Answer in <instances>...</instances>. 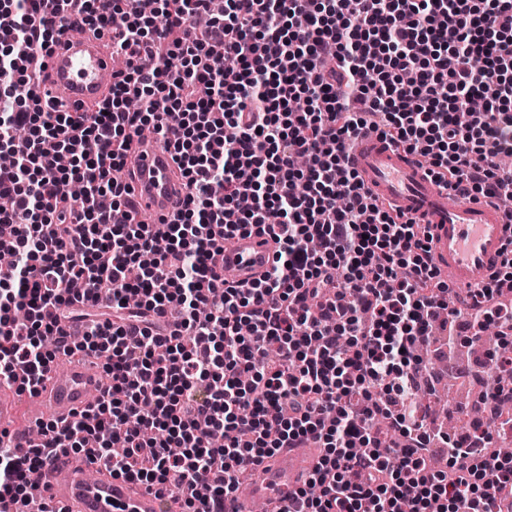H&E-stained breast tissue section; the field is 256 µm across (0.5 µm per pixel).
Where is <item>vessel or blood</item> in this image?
Wrapping results in <instances>:
<instances>
[{"mask_svg": "<svg viewBox=\"0 0 512 512\" xmlns=\"http://www.w3.org/2000/svg\"><path fill=\"white\" fill-rule=\"evenodd\" d=\"M47 84L61 109L90 112L112 84V50L106 38L69 36L47 58ZM366 189L392 203L405 217L428 225L431 257L461 291L484 287L498 268L512 237V208L484 198H449L417 155L394 147L377 134L360 137L350 161ZM124 181L139 221L158 231L183 195L182 181L165 139H141L124 168ZM277 249L268 236L240 235L224 247V282L261 279ZM98 376L82 364L50 370L34 395V425L65 424L85 409ZM319 455L314 444L290 448L265 459L252 472L250 498L225 503L226 512H250V501L279 504L304 485ZM37 501L0 502V512H37L39 503L55 512H164L166 504L138 483L98 468L90 454H57L41 470Z\"/></svg>", "mask_w": 512, "mask_h": 512, "instance_id": "vessel-or-blood-1", "label": "vessel or blood"}]
</instances>
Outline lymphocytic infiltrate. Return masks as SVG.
I'll return each instance as SVG.
<instances>
[{
	"label": "lymphocytic infiltrate",
	"instance_id": "f902f5d3",
	"mask_svg": "<svg viewBox=\"0 0 512 512\" xmlns=\"http://www.w3.org/2000/svg\"><path fill=\"white\" fill-rule=\"evenodd\" d=\"M0 0V384L40 383L71 352L62 324L100 292L113 316L83 329L109 381L27 455L0 448V501L27 499L52 454L93 455L177 512H221L253 466L317 441L321 460L280 512H493L512 466L487 424L462 427L447 472L425 466L437 439L410 395L411 348L433 329L449 346L459 310L430 259L428 225L393 212L349 164L366 130L423 157L452 192L512 202V0ZM109 34L126 60L92 112L40 93L44 54L72 29ZM169 138L187 194L160 234L128 219L114 178L144 129ZM86 188L80 209L63 195ZM272 234L271 268L225 287L224 240ZM512 238L485 288L469 292L471 341L495 323L512 341ZM175 328L158 329L164 307ZM385 421L390 439L380 437ZM236 430L210 447L207 433ZM217 482H209V475Z\"/></svg>",
	"mask_w": 512,
	"mask_h": 512
}]
</instances>
